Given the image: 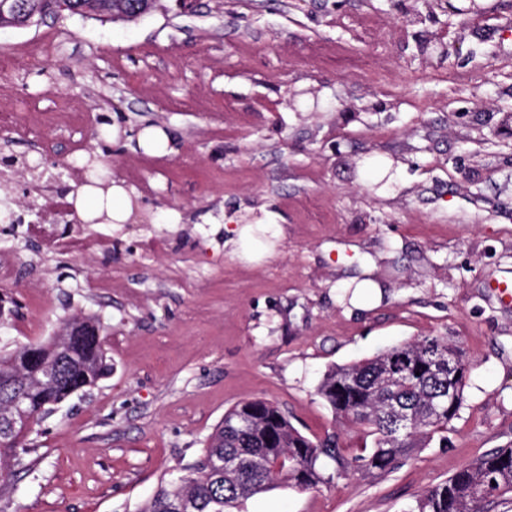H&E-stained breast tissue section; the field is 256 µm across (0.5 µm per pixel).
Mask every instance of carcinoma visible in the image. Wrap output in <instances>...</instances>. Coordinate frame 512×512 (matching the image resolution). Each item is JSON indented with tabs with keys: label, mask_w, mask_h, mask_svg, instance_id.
<instances>
[{
	"label": "carcinoma",
	"mask_w": 512,
	"mask_h": 512,
	"mask_svg": "<svg viewBox=\"0 0 512 512\" xmlns=\"http://www.w3.org/2000/svg\"><path fill=\"white\" fill-rule=\"evenodd\" d=\"M159 0H0V26H26L62 13L129 20L156 8ZM460 366L448 372V361ZM57 375L43 379L45 367ZM111 371L98 321L73 318L46 342L0 350V483L12 472L4 461L28 453L26 441L9 432L11 402L23 391L29 427L57 405L85 394ZM472 365L446 336H425L384 348L374 355L335 366L316 394L333 418L371 438V446L350 454L335 435L308 436L280 407L243 400L224 412L200 456L175 481L161 479L141 512H233L243 501L286 483L300 491L342 476H381L411 459L434 438L448 442V426L465 403ZM412 422L394 435L395 418ZM230 462L214 472L215 462ZM493 500L512 501V442L482 455L445 482L416 495L404 512H482Z\"/></svg>",
	"instance_id": "cac0c4a2"
}]
</instances>
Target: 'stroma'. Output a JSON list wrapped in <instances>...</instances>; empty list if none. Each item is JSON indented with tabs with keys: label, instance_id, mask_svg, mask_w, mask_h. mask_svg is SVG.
Instances as JSON below:
<instances>
[{
	"label": "stroma",
	"instance_id": "1",
	"mask_svg": "<svg viewBox=\"0 0 512 512\" xmlns=\"http://www.w3.org/2000/svg\"><path fill=\"white\" fill-rule=\"evenodd\" d=\"M467 22H415V0H162L134 21L65 15L0 28L14 59L0 108L38 94L20 118L54 139L50 162L94 158L129 192L134 217L95 223L111 250L76 258L0 234L19 275L0 346L53 336L97 315L112 373L29 436L0 512H138L161 478L200 455L236 402L277 403L323 436L316 394L331 367L424 336L473 365L447 445L379 477L287 485L242 512H403L414 494L512 442V0H478ZM369 29H361L360 19ZM55 40L40 63L27 44ZM364 57L370 73L323 63L315 46ZM309 95L289 106L290 89ZM108 117L72 152L56 135L59 100ZM149 126L171 153L137 149ZM137 170L139 180L128 173ZM150 192H143L142 183ZM267 224L266 257L235 254L238 228ZM166 238L162 254L144 243ZM111 277L99 294L91 279Z\"/></svg>",
	"mask_w": 512,
	"mask_h": 512
}]
</instances>
